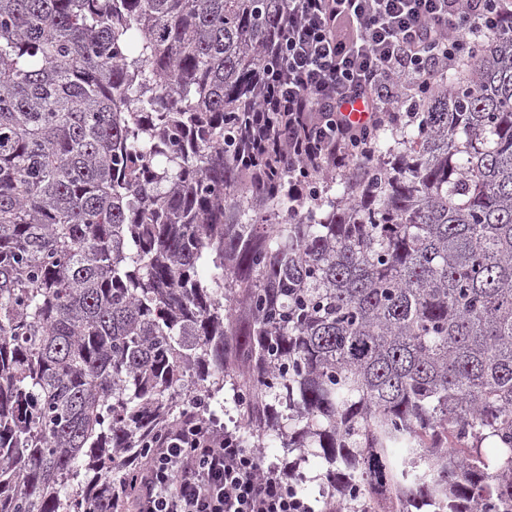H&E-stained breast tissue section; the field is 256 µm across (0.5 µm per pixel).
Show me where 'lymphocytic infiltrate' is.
Instances as JSON below:
<instances>
[{
  "label": "lymphocytic infiltrate",
  "instance_id": "obj_1",
  "mask_svg": "<svg viewBox=\"0 0 512 512\" xmlns=\"http://www.w3.org/2000/svg\"><path fill=\"white\" fill-rule=\"evenodd\" d=\"M488 34L512 37V0H288L261 101L237 130L238 164L304 202L321 174L349 167L399 123L407 92L439 82ZM357 103L355 122L346 110ZM137 472L135 512H315L260 449L194 410L161 432Z\"/></svg>",
  "mask_w": 512,
  "mask_h": 512
}]
</instances>
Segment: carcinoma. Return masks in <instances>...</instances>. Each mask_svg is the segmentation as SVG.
I'll return each instance as SVG.
<instances>
[{
  "label": "carcinoma",
  "mask_w": 512,
  "mask_h": 512,
  "mask_svg": "<svg viewBox=\"0 0 512 512\" xmlns=\"http://www.w3.org/2000/svg\"><path fill=\"white\" fill-rule=\"evenodd\" d=\"M285 4L0 0V512L228 402L344 512H512V38L283 223L232 136Z\"/></svg>",
  "instance_id": "obj_1"
}]
</instances>
